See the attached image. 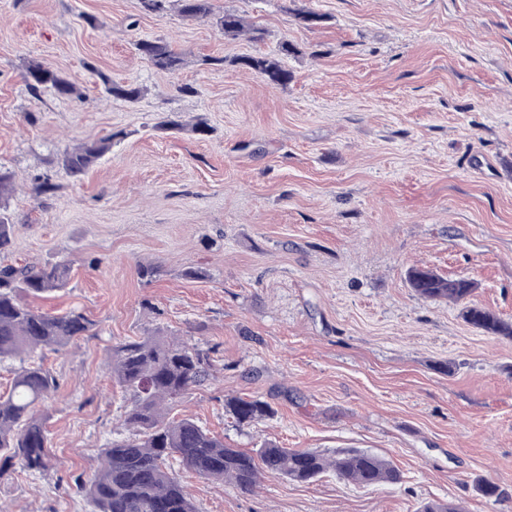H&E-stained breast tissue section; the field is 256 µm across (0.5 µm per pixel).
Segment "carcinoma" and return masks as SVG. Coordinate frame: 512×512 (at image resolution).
<instances>
[{"label": "carcinoma", "mask_w": 512, "mask_h": 512, "mask_svg": "<svg viewBox=\"0 0 512 512\" xmlns=\"http://www.w3.org/2000/svg\"><path fill=\"white\" fill-rule=\"evenodd\" d=\"M172 1L184 17L212 18L226 37L246 30L238 14L215 13L212 0H140V4L148 13H161ZM246 31L252 41L264 40L263 28L252 26ZM135 49L159 70L175 71L183 63L180 54L162 39H140ZM296 53L297 48L284 40L272 53L231 60L205 57L201 64L228 63L254 72L270 85L285 86L292 74L281 58ZM103 84L108 94L128 101L143 93L135 84L114 83L106 77ZM26 85L35 95L50 91L67 98L77 93L69 77L37 61L27 66ZM113 138L112 134L65 151L64 169L72 177L85 174L112 149ZM13 234L14 224L0 212L1 257L8 252ZM69 270L65 262L41 267L0 265V361L30 357L15 373L8 391L0 394V477L15 463L40 474L56 466L49 433L35 408L57 392L59 382L34 354L89 335L94 322L79 311L51 314L36 310L24 297L66 287ZM407 282L427 301L462 305V319L484 335L512 339V319L470 302L477 288L472 279L444 277L428 267L413 266L407 271ZM110 364L112 374L130 393L124 421L131 434L104 449L103 462L93 473L75 478L95 512H198L172 471L173 462L203 478L228 481L244 493L253 491L266 473L295 483H311L328 470L359 487H393L403 482L401 471L391 460L362 448H338L326 455L267 442L253 453L226 446L190 417L165 420L167 405L178 403L211 375L212 360L194 345L160 334L147 336L113 348ZM224 407L240 424L274 415L272 407L259 399L230 397Z\"/></svg>", "instance_id": "cac0c4a2"}]
</instances>
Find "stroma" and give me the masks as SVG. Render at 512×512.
<instances>
[{"instance_id": "35a3bbf8", "label": "stroma", "mask_w": 512, "mask_h": 512, "mask_svg": "<svg viewBox=\"0 0 512 512\" xmlns=\"http://www.w3.org/2000/svg\"><path fill=\"white\" fill-rule=\"evenodd\" d=\"M265 29L225 38L209 19L148 14L139 0H0V166L14 174L15 265L71 264L37 299L84 312L94 333L44 354L57 378L40 412L57 461L0 477V512H92L74 478L126 435L112 347L162 331L207 350L210 379L171 410L245 451L365 448L404 481L361 488L327 473L266 476L250 494L181 471L198 512H512V340L457 305L416 296L406 271L473 279V303L512 318V0H213ZM326 18L313 28L293 12ZM170 42L173 72L143 60ZM299 45L280 87L235 58ZM38 60L77 96L33 95ZM143 87L135 101L100 81ZM178 120L181 129L157 125ZM211 127L200 136L197 119ZM81 178L65 150L113 133ZM55 189L37 197L31 179ZM159 267L156 278L138 267ZM201 270L199 278L187 269ZM231 396L273 417L240 424ZM489 480L499 494L476 492ZM138 55L159 70L175 71L183 60L173 47L162 39H139L134 43Z\"/></svg>"}]
</instances>
